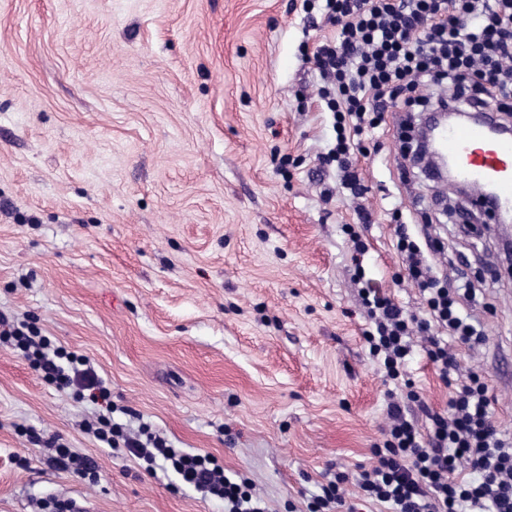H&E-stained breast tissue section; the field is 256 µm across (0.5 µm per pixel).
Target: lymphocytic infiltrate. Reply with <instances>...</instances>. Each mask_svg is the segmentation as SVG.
<instances>
[{
  "label": "lymphocytic infiltrate",
  "mask_w": 512,
  "mask_h": 512,
  "mask_svg": "<svg viewBox=\"0 0 512 512\" xmlns=\"http://www.w3.org/2000/svg\"><path fill=\"white\" fill-rule=\"evenodd\" d=\"M337 32L320 41L308 61L322 80L319 98L333 118L335 139L322 155L344 187L360 195L355 137L382 124L386 112L426 106L422 86L446 87L439 109L512 112V0H306ZM470 24L457 29L456 15ZM431 27H419L422 18ZM396 247L408 279L419 288L424 315H410L380 289L363 286L362 302L371 323L364 339L369 354L406 395L387 394L388 424L374 444L373 463L361 469L363 500L385 512H512V434L500 430L490 408L488 386L472 372L454 387L446 411L433 410L402 370L414 332L424 333L426 356L440 379L457 368L448 347L482 345L480 329L461 313L462 295L434 271L423 243L398 225ZM443 333L431 335L432 326ZM0 342L14 345L42 380L100 409L85 430L106 448H126L147 467L164 464L179 481L206 497L223 500L224 512H266L246 483L226 476L209 454L172 447L149 427L125 434L115 422L111 392L90 360L67 351L31 325L0 315ZM417 404L426 426L407 415Z\"/></svg>",
  "instance_id": "f902f5d3"
}]
</instances>
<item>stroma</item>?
Wrapping results in <instances>:
<instances>
[{"instance_id": "obj_1", "label": "stroma", "mask_w": 512, "mask_h": 512, "mask_svg": "<svg viewBox=\"0 0 512 512\" xmlns=\"http://www.w3.org/2000/svg\"><path fill=\"white\" fill-rule=\"evenodd\" d=\"M328 32L303 0H0V313L89 358L126 430L217 457L267 512H309L331 469L357 496L386 423L394 384L363 338L345 230L360 208L365 277L407 311L422 299L400 277L396 210L475 289L464 310L486 341L456 346L455 376L480 372L512 433L504 232L407 164L418 113L363 139L362 197L322 168L332 117L300 46ZM405 375L447 408L421 338ZM98 414L0 343V512H224L100 447L83 429ZM31 429L96 479L50 466Z\"/></svg>"}]
</instances>
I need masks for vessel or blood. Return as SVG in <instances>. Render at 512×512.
Listing matches in <instances>:
<instances>
[{
	"label": "vessel or blood",
	"mask_w": 512,
	"mask_h": 512,
	"mask_svg": "<svg viewBox=\"0 0 512 512\" xmlns=\"http://www.w3.org/2000/svg\"><path fill=\"white\" fill-rule=\"evenodd\" d=\"M492 130L489 122L453 124L439 130V146L459 181L484 183L494 203L512 206V138L493 136Z\"/></svg>",
	"instance_id": "b4317fda"
}]
</instances>
